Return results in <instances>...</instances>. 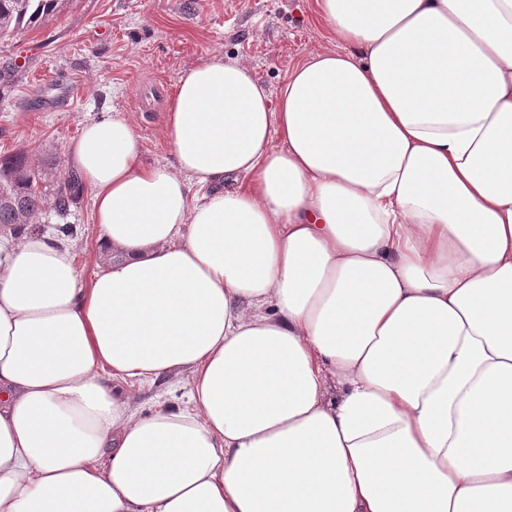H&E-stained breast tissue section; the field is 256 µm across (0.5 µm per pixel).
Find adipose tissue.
<instances>
[{
  "mask_svg": "<svg viewBox=\"0 0 512 512\" xmlns=\"http://www.w3.org/2000/svg\"><path fill=\"white\" fill-rule=\"evenodd\" d=\"M317 7L277 103L180 75L173 164L84 124L91 283L0 230V512H512V0ZM182 375H169L155 385H146L136 391V404L141 410H149L158 402L179 404L187 400V388Z\"/></svg>",
  "mask_w": 512,
  "mask_h": 512,
  "instance_id": "obj_1",
  "label": "adipose tissue"
}]
</instances>
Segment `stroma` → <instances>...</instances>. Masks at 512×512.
Returning <instances> with one entry per match:
<instances>
[{"instance_id":"35a3bbf8","label":"stroma","mask_w":512,"mask_h":512,"mask_svg":"<svg viewBox=\"0 0 512 512\" xmlns=\"http://www.w3.org/2000/svg\"><path fill=\"white\" fill-rule=\"evenodd\" d=\"M315 0H69L44 23L0 38V156L66 163L91 119L122 113L147 165L169 164L164 127L179 75L213 55L249 63L270 96L309 53L332 49ZM67 223L83 281L98 261L92 192ZM52 209L36 220L60 221Z\"/></svg>"}]
</instances>
